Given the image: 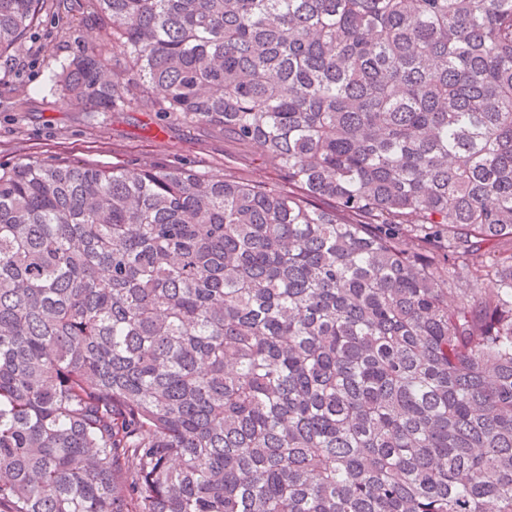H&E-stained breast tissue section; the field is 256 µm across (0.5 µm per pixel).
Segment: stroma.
<instances>
[{"mask_svg": "<svg viewBox=\"0 0 512 512\" xmlns=\"http://www.w3.org/2000/svg\"><path fill=\"white\" fill-rule=\"evenodd\" d=\"M111 48L112 29L96 14L71 0H50L22 49L0 60V163L62 159L133 172L158 162L220 177L230 159L240 177L260 178L243 147L223 131L152 112H103L60 100L52 79L62 64L87 49Z\"/></svg>", "mask_w": 512, "mask_h": 512, "instance_id": "obj_1", "label": "stroma"}]
</instances>
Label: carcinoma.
I'll list each match as a JSON object with an SVG mask.
<instances>
[{"label": "carcinoma", "mask_w": 512, "mask_h": 512, "mask_svg": "<svg viewBox=\"0 0 512 512\" xmlns=\"http://www.w3.org/2000/svg\"><path fill=\"white\" fill-rule=\"evenodd\" d=\"M89 6L267 177L0 166V512H512V0Z\"/></svg>", "instance_id": "carcinoma-1"}]
</instances>
